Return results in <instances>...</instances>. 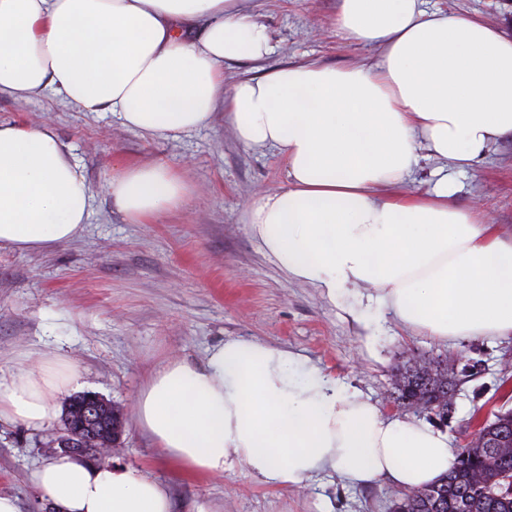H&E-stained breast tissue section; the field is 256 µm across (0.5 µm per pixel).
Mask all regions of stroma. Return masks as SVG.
<instances>
[{"instance_id":"1","label":"stroma","mask_w":512,"mask_h":512,"mask_svg":"<svg viewBox=\"0 0 512 512\" xmlns=\"http://www.w3.org/2000/svg\"><path fill=\"white\" fill-rule=\"evenodd\" d=\"M430 5L512 33V0ZM338 7L339 0H254L253 10L274 33L273 51L260 63L225 62L226 83L294 63L343 67L376 60V47H354L337 36ZM0 121L53 126L73 145L96 197L95 213L77 239L44 251L0 250V371L51 354L71 357L81 392L123 413L113 460L164 482L175 512H193L199 502L210 512H321L326 505L332 512H394L401 496L385 479L351 487L329 473L306 489L276 490L239 471L202 476L172 467L134 423L145 375L175 355L202 359L230 338L301 354L388 414L409 357L448 364L455 395L447 422L420 416L443 425L458 449L470 442L476 422L512 409V338L443 344L380 316L364 291L331 302L276 267L241 215L251 200L285 184V162L276 151L243 146L223 114L191 135L160 139L126 130L111 116L72 109L48 93L25 102L1 97ZM119 161L172 167L188 182L189 199L156 221L128 223L107 193ZM459 181V204L479 201L494 223L512 228L511 137ZM461 354L466 363L458 362ZM70 400L60 396L58 413L40 430L0 427V493L17 497L20 512H39L30 474L54 457Z\"/></svg>"}]
</instances>
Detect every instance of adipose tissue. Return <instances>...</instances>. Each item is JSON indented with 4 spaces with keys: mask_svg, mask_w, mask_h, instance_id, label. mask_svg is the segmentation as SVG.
Returning <instances> with one entry per match:
<instances>
[{
    "mask_svg": "<svg viewBox=\"0 0 512 512\" xmlns=\"http://www.w3.org/2000/svg\"><path fill=\"white\" fill-rule=\"evenodd\" d=\"M247 0H0V98L52 92L130 131L179 138L216 112L238 141L273 148L283 187L243 212L264 252L329 300L355 288L405 330L441 341L512 336V231L455 203V174L512 135V37L427 0H340L336 32L378 46L369 64L280 67L233 84L228 60L272 50ZM442 162L433 186L397 192L421 152ZM115 208L144 224L190 188L162 164L117 163ZM94 196L52 126L0 122V249H48L85 231ZM254 339L175 356L149 372L136 425L180 470H244L288 489L335 471L352 486L390 479L406 492L448 473L447 432L390 415L315 363ZM62 355L0 376V422L38 430L77 385ZM31 480L55 512H174L168 486L118 463L60 454Z\"/></svg>",
    "mask_w": 512,
    "mask_h": 512,
    "instance_id": "obj_1",
    "label": "adipose tissue"
}]
</instances>
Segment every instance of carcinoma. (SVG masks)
<instances>
[{
  "label": "carcinoma",
  "mask_w": 512,
  "mask_h": 512,
  "mask_svg": "<svg viewBox=\"0 0 512 512\" xmlns=\"http://www.w3.org/2000/svg\"><path fill=\"white\" fill-rule=\"evenodd\" d=\"M453 378L448 367L424 361L407 362L395 386L393 400L420 398L433 404L432 410L448 412V388ZM498 428L489 432L493 438L512 439V413L496 416ZM512 447L488 448L472 441L460 449L453 467L439 482L405 495L395 512H458L459 502L468 501L467 512H512Z\"/></svg>",
  "instance_id": "1"
}]
</instances>
